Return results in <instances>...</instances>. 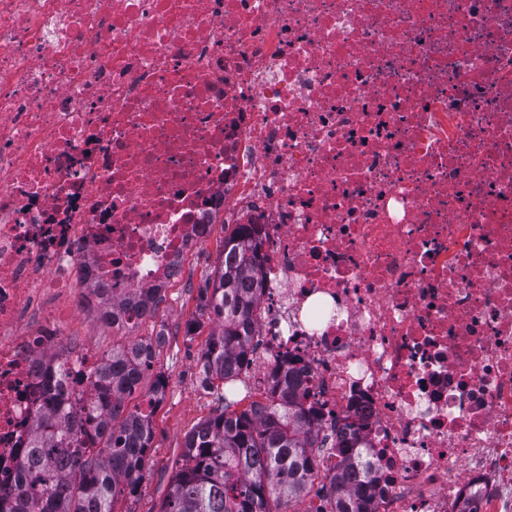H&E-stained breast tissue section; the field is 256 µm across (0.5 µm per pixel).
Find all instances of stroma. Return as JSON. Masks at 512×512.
I'll return each mask as SVG.
<instances>
[{"label":"stroma","mask_w":512,"mask_h":512,"mask_svg":"<svg viewBox=\"0 0 512 512\" xmlns=\"http://www.w3.org/2000/svg\"><path fill=\"white\" fill-rule=\"evenodd\" d=\"M223 239L224 227L216 225L210 249L186 269L187 287L172 289L158 309L168 336L154 370L165 375L168 386L153 415V451L135 512H157L185 434L214 408L212 395L203 391L198 379L197 360L207 334L185 335L184 326L196 310L195 286L215 266Z\"/></svg>","instance_id":"1"}]
</instances>
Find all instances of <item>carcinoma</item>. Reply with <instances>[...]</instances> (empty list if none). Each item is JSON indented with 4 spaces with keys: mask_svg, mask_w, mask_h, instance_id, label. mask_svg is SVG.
Listing matches in <instances>:
<instances>
[{
    "mask_svg": "<svg viewBox=\"0 0 512 512\" xmlns=\"http://www.w3.org/2000/svg\"><path fill=\"white\" fill-rule=\"evenodd\" d=\"M257 256L252 231L239 224L224 234L217 265L202 276L197 317L188 322L187 335L207 321L214 324L199 357V376L215 407L185 434L157 512H286L306 496L317 499L315 512H375L364 485L351 483L362 462L347 439L336 440L346 463L329 481H316L325 440L302 404L297 371L275 372L267 396L253 398V339L263 291ZM161 301L145 293L123 306L130 322L109 321V307L98 321L132 332ZM165 342L161 330L112 345L104 354L101 391L38 420L18 489H0V512H134L130 504L150 459L152 417L165 376L156 374L147 406L130 407L128 399L142 387Z\"/></svg>",
    "mask_w": 512,
    "mask_h": 512,
    "instance_id": "1",
    "label": "carcinoma"
}]
</instances>
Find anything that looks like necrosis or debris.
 I'll return each instance as SVG.
<instances>
[{
	"mask_svg": "<svg viewBox=\"0 0 512 512\" xmlns=\"http://www.w3.org/2000/svg\"><path fill=\"white\" fill-rule=\"evenodd\" d=\"M219 222L376 512H512V0H0V478Z\"/></svg>",
	"mask_w": 512,
	"mask_h": 512,
	"instance_id": "4bbe7bcc",
	"label": "necrosis or debris"
}]
</instances>
